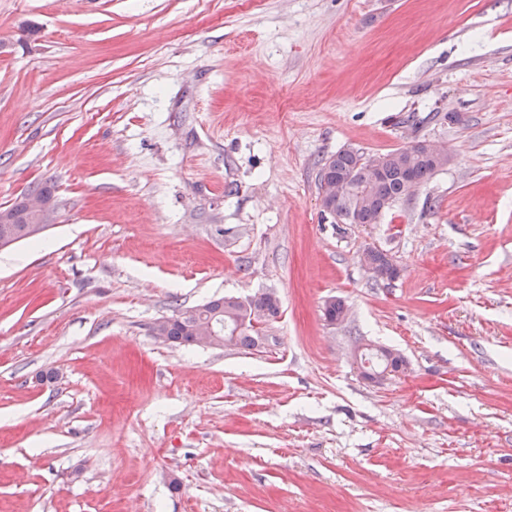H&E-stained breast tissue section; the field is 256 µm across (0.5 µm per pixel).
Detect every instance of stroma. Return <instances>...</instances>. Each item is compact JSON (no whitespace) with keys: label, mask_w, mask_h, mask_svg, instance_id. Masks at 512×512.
I'll list each match as a JSON object with an SVG mask.
<instances>
[{"label":"stroma","mask_w":512,"mask_h":512,"mask_svg":"<svg viewBox=\"0 0 512 512\" xmlns=\"http://www.w3.org/2000/svg\"><path fill=\"white\" fill-rule=\"evenodd\" d=\"M419 141L448 163L381 223L323 212L326 158ZM37 186L0 512H512V0H0V208ZM259 292L261 348L153 334ZM370 348L371 347L368 346L355 351L353 354V358L355 363L359 365V367L362 369L363 376L371 383H374L376 385L385 384L390 379V376L396 374L393 371H398L401 367H403L406 364L405 360L401 356L396 355L394 352L386 349V352H384L385 356L382 359L373 358L372 361L374 365H390L392 369L389 367L388 369L385 370H366L363 367V359L366 351Z\"/></svg>","instance_id":"1"}]
</instances>
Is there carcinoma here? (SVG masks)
<instances>
[{"instance_id":"carcinoma-1","label":"carcinoma","mask_w":512,"mask_h":512,"mask_svg":"<svg viewBox=\"0 0 512 512\" xmlns=\"http://www.w3.org/2000/svg\"><path fill=\"white\" fill-rule=\"evenodd\" d=\"M384 157V172L376 179L371 172V158L357 150L343 149L325 160L319 174V189L327 185L336 187V210L341 223H379L390 208L413 195L442 168L433 158L417 154L410 157L400 149L387 152ZM363 254L389 274V280L399 276L388 254L372 247L365 248ZM278 314L279 300L270 292L257 294L244 304L224 297L168 317L164 330L173 343L195 344L199 324H213L219 326L218 339L227 336L235 347L254 349L263 344L261 330L250 324L240 328L237 319L248 316L262 324L273 321Z\"/></svg>"}]
</instances>
